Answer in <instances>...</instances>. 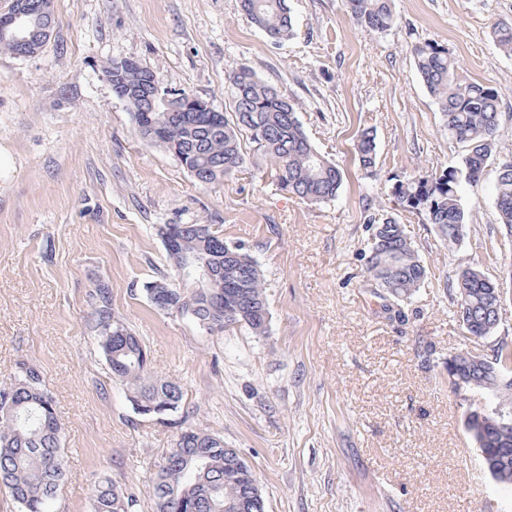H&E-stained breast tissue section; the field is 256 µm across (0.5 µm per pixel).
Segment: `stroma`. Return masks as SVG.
Instances as JSON below:
<instances>
[{
	"instance_id": "35a3bbf8",
	"label": "stroma",
	"mask_w": 512,
	"mask_h": 512,
	"mask_svg": "<svg viewBox=\"0 0 512 512\" xmlns=\"http://www.w3.org/2000/svg\"><path fill=\"white\" fill-rule=\"evenodd\" d=\"M295 34L275 44L239 0H53L56 28L38 56L0 52V382L36 366L63 425L64 482L54 512H91L103 476L140 489L161 449L193 427L250 465L266 512H512V491L482 470L448 383V356L488 349L454 314L458 271L478 265L506 292L499 335L512 343V248L494 188L512 157V56L492 26L512 0H394L396 24L361 30L343 0H288ZM435 42L459 74L500 93L497 152L463 183L470 211L447 246L392 187L456 164L412 57ZM132 58L215 110L241 67L297 106L312 144L344 171L336 201L310 205L273 184L264 162L199 186L135 134L105 69ZM376 133L374 172L358 130ZM403 223L428 268L411 302L387 310L366 280L369 217ZM160 224H209L261 267L268 332L211 333L153 308L145 288L171 274ZM144 340L151 365L184 389L178 413L136 414L93 341L89 295Z\"/></svg>"
}]
</instances>
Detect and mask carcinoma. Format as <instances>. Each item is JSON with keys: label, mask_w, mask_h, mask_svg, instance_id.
<instances>
[{"label": "carcinoma", "mask_w": 512, "mask_h": 512, "mask_svg": "<svg viewBox=\"0 0 512 512\" xmlns=\"http://www.w3.org/2000/svg\"><path fill=\"white\" fill-rule=\"evenodd\" d=\"M392 0H345L346 11L367 33H380L397 21ZM240 9L268 40L277 44L293 33L288 0H240ZM493 39L505 54L512 55V22H497ZM417 74L434 99L448 135L462 143L466 153L456 165L440 173H424L397 181L393 195L409 213L420 214L435 226L439 237L452 247L465 234L470 211L459 194L462 182H476L488 160L497 151L500 122L499 92L478 81L462 79L448 50L434 43L412 49ZM230 105L227 112H172L163 99L147 119L137 106L126 104L137 135L174 156L201 185H213L242 171L247 151L266 162L277 187L310 204L336 199L343 172L311 143L297 117V105L277 86L260 80L247 67L229 76ZM358 161L371 172L376 166V135L369 128L360 131L356 143ZM496 209L500 224L512 245V167L498 170ZM374 231L366 268V281L397 303L412 300L428 273L427 267L408 237L405 226L393 218L373 220ZM177 251L188 257L203 256L220 272L204 294L225 295V307L234 312L240 326L256 336L267 333L260 311L268 307L258 263L242 249L224 243L217 231L197 236L186 224L166 225ZM242 256L247 275L246 288H237L233 269L224 268V251ZM152 284L166 293L169 311L195 323L208 322L224 331V319L211 313L206 299H195L197 289L179 282L178 271ZM244 295H237L238 291ZM93 339L114 375L113 382L126 399L145 405L163 406L183 402L182 387L140 362L138 348L144 344L112 312V286L100 280L91 293ZM500 299L499 284L477 266L463 268L455 282L456 315L471 324L472 333L496 335L498 328L485 332L484 322ZM480 395L496 400L495 407L512 410V371L503 378L487 370ZM478 451L498 462L500 471L493 481L512 488V423L486 422L477 433L466 427ZM217 436L204 430L185 429L172 447L161 451L160 460L148 479L156 512H224V505L237 502L256 483L251 469L237 470L224 460V448ZM67 454L61 441V425L52 397L44 388L40 373L21 366L7 381L0 382V489L18 504L20 512H53L52 504L66 475ZM137 498L126 486L108 476L92 488V512H135Z\"/></svg>", "instance_id": "1"}]
</instances>
